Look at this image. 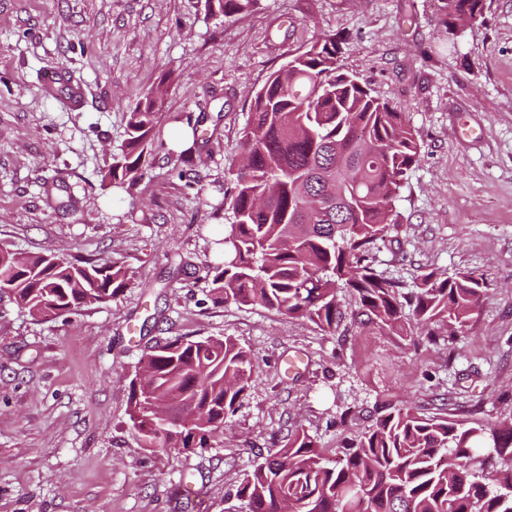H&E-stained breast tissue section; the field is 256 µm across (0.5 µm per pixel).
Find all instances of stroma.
Instances as JSON below:
<instances>
[{
	"mask_svg": "<svg viewBox=\"0 0 512 512\" xmlns=\"http://www.w3.org/2000/svg\"><path fill=\"white\" fill-rule=\"evenodd\" d=\"M330 35L341 69L404 112L421 144L375 270L408 289L433 270L487 282L452 341L363 323L344 289L330 332L209 294L225 224L214 207L253 96ZM50 68L73 98L47 93ZM162 81L149 169L129 188L103 184L128 112ZM176 115L198 128L192 156L168 142ZM0 244L134 275L112 303L56 319L0 300V512H241L244 474L295 429L332 458L406 403L487 426L510 417L512 0H485L453 35L438 0H261L227 21L205 0H0ZM209 336L249 349L244 398L208 447H143L128 416L142 360Z\"/></svg>",
	"mask_w": 512,
	"mask_h": 512,
	"instance_id": "1",
	"label": "stroma"
}]
</instances>
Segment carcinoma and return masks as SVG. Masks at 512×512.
Here are the masks:
<instances>
[{
    "mask_svg": "<svg viewBox=\"0 0 512 512\" xmlns=\"http://www.w3.org/2000/svg\"><path fill=\"white\" fill-rule=\"evenodd\" d=\"M454 35L483 17L485 0H439ZM260 0H206L226 20ZM326 36L288 59L256 92L242 132L245 162L233 187L224 259L207 266L210 296L302 317L322 330L341 318L347 288L361 313L388 332L406 331L412 307L428 336L460 335L486 282L468 271L429 272L416 289L372 268V253L398 223V190L420 160L404 113L336 66ZM150 92L130 112L127 139L104 179L132 185L144 173L158 123ZM133 285L110 263L17 252L0 246V289L41 319L102 305ZM251 353L233 336L158 343L130 381L129 416L146 448H205L245 396ZM482 471L469 462L481 456ZM236 496L246 512H512V420L486 428L411 407L383 415L332 461L303 429L252 465Z\"/></svg>",
    "mask_w": 512,
    "mask_h": 512,
    "instance_id": "obj_1",
    "label": "carcinoma"
}]
</instances>
